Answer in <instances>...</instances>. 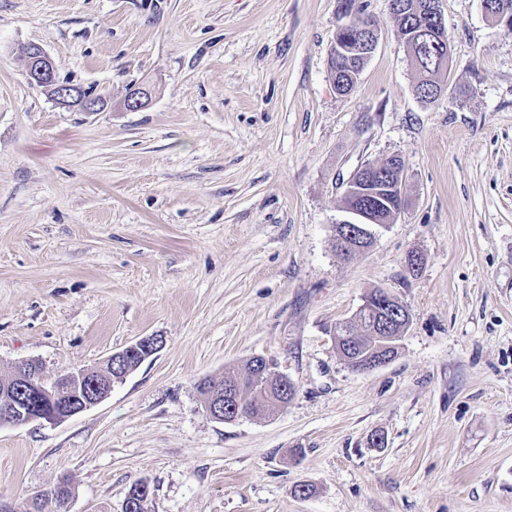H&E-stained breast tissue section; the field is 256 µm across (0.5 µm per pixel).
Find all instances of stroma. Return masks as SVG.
<instances>
[{"mask_svg": "<svg viewBox=\"0 0 512 512\" xmlns=\"http://www.w3.org/2000/svg\"><path fill=\"white\" fill-rule=\"evenodd\" d=\"M361 2L378 44L342 95L339 0H0V378L164 341L97 406L0 426V502L65 479L69 512L140 481L151 512H512V29L441 0L425 104L389 0ZM32 44L105 110L31 85ZM394 154L404 208L341 257L347 180ZM378 288L410 324L358 372L332 333ZM255 357L294 398L211 418L196 380Z\"/></svg>", "mask_w": 512, "mask_h": 512, "instance_id": "35a3bbf8", "label": "stroma"}]
</instances>
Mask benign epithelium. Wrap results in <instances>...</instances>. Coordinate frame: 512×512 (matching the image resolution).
I'll return each instance as SVG.
<instances>
[{
	"label": "benign epithelium",
	"instance_id": "benign-epithelium-1",
	"mask_svg": "<svg viewBox=\"0 0 512 512\" xmlns=\"http://www.w3.org/2000/svg\"><path fill=\"white\" fill-rule=\"evenodd\" d=\"M486 12L505 21L508 28H512V9L507 6H498L492 0H483ZM446 31L444 17L440 8V0H432L429 4L427 19L422 22L419 33L437 41L445 43L443 32ZM359 51L372 55L378 43V33L371 22L362 24L361 33L356 37ZM55 67L51 56L45 49H40L36 60L30 63L26 77L29 83L38 87L52 89L55 98L67 100L73 92L53 82ZM384 163L374 165L372 172L363 175L357 181L346 183L345 193L354 197L357 204L346 208L353 219L342 221L336 225V244L339 251L345 256H354L361 251L360 243L364 235L370 234L369 227L375 224V215L385 199V194L404 191V173H398L393 178L383 170ZM385 294L367 297L363 305L355 313L353 320H364L368 315L374 316L371 325V335L377 339V352L365 358L354 360L346 354H341L342 360L350 368L359 372H368L387 364L395 355L398 348L397 340L403 335L408 323L409 314L405 307H400L397 324H390L387 316V302L383 301ZM163 347V339L159 336H144L135 343L111 354L101 368L94 370L68 371L48 381L38 375L39 364L34 360L21 362V371L16 381L20 391L35 398L53 400L59 394L72 391L78 393V403L73 406L36 408L21 405L14 398H7L0 402V426H23L32 422L60 424L67 419L99 404L112 391V369L118 362L126 361L127 357L142 353L152 356ZM265 375L279 381L278 390L267 389L265 399L273 407L284 405L281 390L288 386L286 375L276 370L271 362H266L263 368Z\"/></svg>",
	"mask_w": 512,
	"mask_h": 512
}]
</instances>
